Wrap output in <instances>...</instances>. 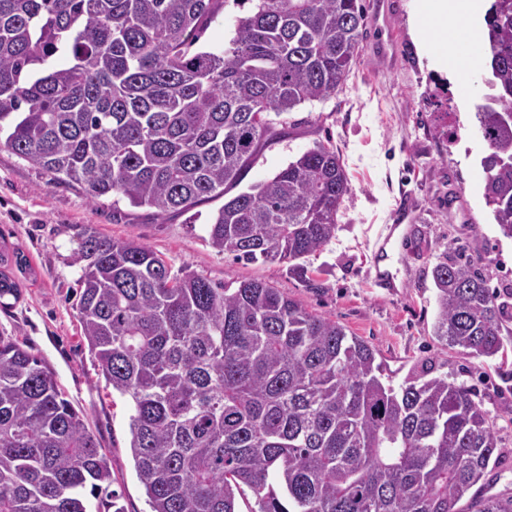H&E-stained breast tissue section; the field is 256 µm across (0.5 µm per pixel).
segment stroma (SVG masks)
Listing matches in <instances>:
<instances>
[{"label":"stroma","instance_id":"obj_1","mask_svg":"<svg viewBox=\"0 0 512 512\" xmlns=\"http://www.w3.org/2000/svg\"><path fill=\"white\" fill-rule=\"evenodd\" d=\"M383 31L365 25L361 51L342 90L299 106L288 133L265 149L247 183L270 179L288 161L323 144L336 148L350 179L335 237L302 268L238 261L204 240L217 197L193 213L155 214L104 197L89 201L77 184L56 183L43 170L0 148V238L27 256L20 297L0 306V335L16 338L54 372L80 410L112 471L125 512H150L129 448L127 398L105 386L76 317L81 268L74 251L90 227L100 236L144 243L173 273L211 282L256 280L308 311L342 324L377 352L393 386L422 373L445 375L470 388L495 416L501 446L485 477L492 493L512 492V319L492 358L466 355L433 334L432 271L448 249L481 255L501 300L512 299V240L503 238L483 198L485 152L474 112L462 109L463 77L439 71L428 43L416 40L421 0H383ZM250 5L226 0L202 24L190 52L227 46ZM412 212L411 231L390 270L395 287L374 285V256L396 209Z\"/></svg>","mask_w":512,"mask_h":512}]
</instances>
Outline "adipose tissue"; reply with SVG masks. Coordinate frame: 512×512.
Returning a JSON list of instances; mask_svg holds the SVG:
<instances>
[{
  "label": "adipose tissue",
  "mask_w": 512,
  "mask_h": 512,
  "mask_svg": "<svg viewBox=\"0 0 512 512\" xmlns=\"http://www.w3.org/2000/svg\"><path fill=\"white\" fill-rule=\"evenodd\" d=\"M480 8V0H425L414 24L416 33H423L427 21L438 20L448 23L450 30L446 37L434 39L431 47L441 70L452 75H473L481 64L480 57L468 53L465 41L467 31L454 27L459 16L472 14Z\"/></svg>",
  "instance_id": "adipose-tissue-1"
}]
</instances>
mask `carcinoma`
Segmentation results:
<instances>
[{
    "instance_id": "obj_1",
    "label": "carcinoma",
    "mask_w": 512,
    "mask_h": 512,
    "mask_svg": "<svg viewBox=\"0 0 512 512\" xmlns=\"http://www.w3.org/2000/svg\"><path fill=\"white\" fill-rule=\"evenodd\" d=\"M220 0H0L4 147L95 202L157 214L224 205L205 241L288 264L336 234L350 191L319 145L240 189L296 107L336 94L359 53V0H250L227 48L188 55ZM484 200L512 239V0L482 28ZM64 51L70 65L45 68ZM77 318L106 386L132 406L130 450L151 512H512L470 493L500 438L462 384L394 388L365 341L259 281L175 275L134 241L87 229ZM17 249L0 245V299L19 298ZM434 335L475 357L503 348L508 303L482 260L433 268ZM83 414L44 361L0 336V512H124ZM96 503H90V499Z\"/></svg>"
}]
</instances>
